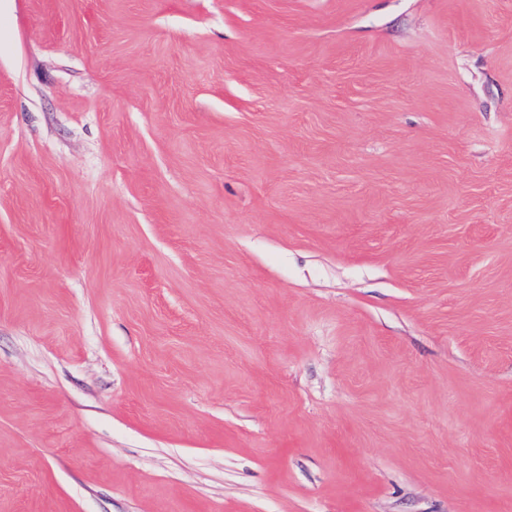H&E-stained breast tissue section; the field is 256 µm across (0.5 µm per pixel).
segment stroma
<instances>
[{
	"mask_svg": "<svg viewBox=\"0 0 512 512\" xmlns=\"http://www.w3.org/2000/svg\"><path fill=\"white\" fill-rule=\"evenodd\" d=\"M0 512H512V0H0Z\"/></svg>",
	"mask_w": 512,
	"mask_h": 512,
	"instance_id": "stroma-1",
	"label": "stroma"
}]
</instances>
